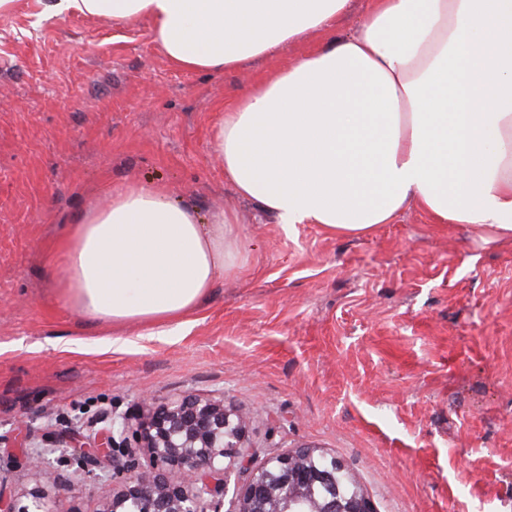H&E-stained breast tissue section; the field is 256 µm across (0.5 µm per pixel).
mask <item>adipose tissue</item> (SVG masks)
<instances>
[{"instance_id": "1", "label": "adipose tissue", "mask_w": 512, "mask_h": 512, "mask_svg": "<svg viewBox=\"0 0 512 512\" xmlns=\"http://www.w3.org/2000/svg\"><path fill=\"white\" fill-rule=\"evenodd\" d=\"M45 12L150 19L173 65L225 71L322 31L325 44L228 108L216 154L236 192L279 223L364 234L416 205L438 224L512 240V0H38ZM56 246L62 300L151 335L197 312L236 251L233 217L112 185ZM370 0H350L348 10L336 19V36L353 34L368 13Z\"/></svg>"}]
</instances>
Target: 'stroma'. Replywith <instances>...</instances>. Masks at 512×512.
I'll list each match as a JSON object with an SVG mask.
<instances>
[{"mask_svg": "<svg viewBox=\"0 0 512 512\" xmlns=\"http://www.w3.org/2000/svg\"><path fill=\"white\" fill-rule=\"evenodd\" d=\"M325 41L197 72L146 19L38 0L0 16V488L19 503L37 483L16 449L134 427L142 398L191 392L244 416L254 465L320 448L377 512H512V241L413 205L364 236L287 227L224 177L225 108ZM121 179L237 220L235 266L165 336L90 320L47 276L67 224ZM41 487L54 512H103L114 490Z\"/></svg>", "mask_w": 512, "mask_h": 512, "instance_id": "35a3bbf8", "label": "stroma"}]
</instances>
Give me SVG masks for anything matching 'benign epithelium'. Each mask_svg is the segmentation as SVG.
Returning a JSON list of instances; mask_svg holds the SVG:
<instances>
[{
	"label": "benign epithelium",
	"mask_w": 512,
	"mask_h": 512,
	"mask_svg": "<svg viewBox=\"0 0 512 512\" xmlns=\"http://www.w3.org/2000/svg\"><path fill=\"white\" fill-rule=\"evenodd\" d=\"M135 432L126 423L111 427L74 453L80 469L62 474L40 452L20 449L22 464L55 485L81 490L89 465L118 484L103 512H221L216 498L226 496L231 471L250 470L249 480L233 490L227 512H375L372 501L333 456L315 447L296 448L251 469L242 451L244 420L224 407V401L187 394L154 408ZM149 452L151 468L141 469L129 451ZM352 482L349 493L336 491ZM0 512H51L41 490L17 505L0 490Z\"/></svg>",
	"instance_id": "7a95c632"
}]
</instances>
